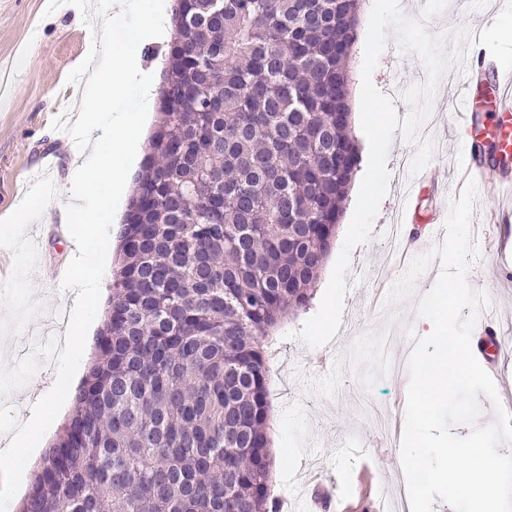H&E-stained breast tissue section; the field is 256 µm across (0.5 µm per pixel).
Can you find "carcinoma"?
Here are the masks:
<instances>
[{"mask_svg":"<svg viewBox=\"0 0 512 512\" xmlns=\"http://www.w3.org/2000/svg\"><path fill=\"white\" fill-rule=\"evenodd\" d=\"M362 2L173 8L96 353L17 512H279L271 339L309 306L357 173Z\"/></svg>","mask_w":512,"mask_h":512,"instance_id":"cac0c4a2","label":"carcinoma"}]
</instances>
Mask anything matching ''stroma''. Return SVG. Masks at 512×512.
Instances as JSON below:
<instances>
[{"instance_id": "stroma-1", "label": "stroma", "mask_w": 512, "mask_h": 512, "mask_svg": "<svg viewBox=\"0 0 512 512\" xmlns=\"http://www.w3.org/2000/svg\"><path fill=\"white\" fill-rule=\"evenodd\" d=\"M46 0H0V218L20 204L27 178L41 163H56L57 189L68 184L74 160L73 142L60 139L50 127L57 109L74 108L83 85L67 83L68 73L80 64L91 45V32L77 9L56 11L45 16ZM499 10L496 0H478L476 5L450 0L438 16L440 31L465 27L478 33L490 26ZM463 69L450 67L441 78L428 136L435 144L427 167L429 181L416 186L412 203L401 196L399 173L405 159L417 150L416 144L394 136L387 163L392 177L380 204L371 238L353 249L348 280L355 286L345 297L341 326L327 345L308 348L290 339L309 312L318 311L329 283L342 241H335L319 276L309 312L290 318L277 337L279 354L270 385V435L274 451L282 460L273 473L279 500L290 512L307 506L313 492H321L320 512H336L343 502L359 501L361 477L371 473L373 493L397 481L401 465V431L405 414L408 358L412 344L402 335L404 326L419 328L415 314L417 296L433 285L441 266L432 264L419 279L415 299L398 308L400 320L392 324L373 293L379 272L392 265L394 252L387 242L397 213H405L410 228L428 225L435 212L434 182L444 183L448 198H459L465 186V168L473 156L463 148L456 119L446 105L449 94L462 85ZM427 71L415 55L400 54L388 44L371 74L373 85L390 98L398 116L408 107L399 87L420 84ZM64 197L48 206L49 218L33 222L27 235L38 247V264L31 276L44 306L33 318L29 331L7 340L6 357L22 356L30 333L52 314H61L55 336H64L76 297L60 292L48 276L50 266L68 264L75 250L68 236H53L52 217L58 216ZM500 204L476 198L472 218L473 238L480 256L472 264L467 280L471 287L485 291L488 305L482 316L493 317L506 343L493 378L499 400H512V227L497 222ZM56 381L53 362L42 363L33 378L11 391L6 401L19 420H28L32 406L47 394Z\"/></svg>"}]
</instances>
